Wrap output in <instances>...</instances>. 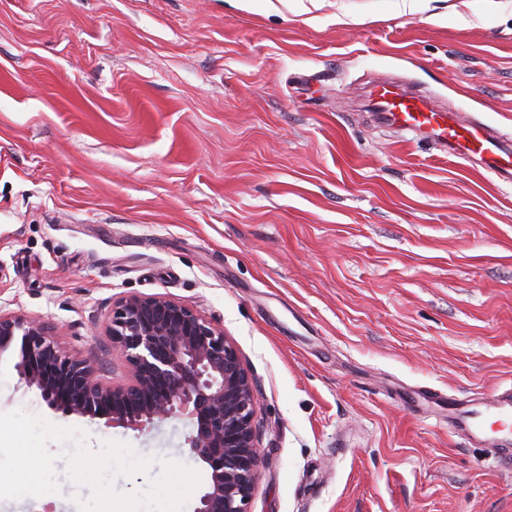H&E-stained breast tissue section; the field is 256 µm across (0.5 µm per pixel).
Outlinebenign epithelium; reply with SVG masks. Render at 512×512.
<instances>
[{
  "label": "benign epithelium",
  "mask_w": 512,
  "mask_h": 512,
  "mask_svg": "<svg viewBox=\"0 0 512 512\" xmlns=\"http://www.w3.org/2000/svg\"><path fill=\"white\" fill-rule=\"evenodd\" d=\"M125 367L106 380L94 362L64 350L50 322L0 311V356L19 349V382L65 417L99 416L143 431L164 420L191 421V452L208 470L192 512H250L262 453L250 373L224 328L164 294L112 304L103 326Z\"/></svg>",
  "instance_id": "7a95c632"
}]
</instances>
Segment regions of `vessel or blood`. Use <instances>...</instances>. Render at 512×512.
<instances>
[{
    "label": "vessel or blood",
    "instance_id": "b4317fda",
    "mask_svg": "<svg viewBox=\"0 0 512 512\" xmlns=\"http://www.w3.org/2000/svg\"><path fill=\"white\" fill-rule=\"evenodd\" d=\"M364 106L375 124L428 141L447 155L476 162L497 180L512 184V137L438 105L435 97L397 82L370 84ZM448 427L468 441L479 442L492 430L502 439L493 454L512 459V388L489 400L448 399Z\"/></svg>",
    "mask_w": 512,
    "mask_h": 512
}]
</instances>
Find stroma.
Instances as JSON below:
<instances>
[{
	"mask_svg": "<svg viewBox=\"0 0 512 512\" xmlns=\"http://www.w3.org/2000/svg\"><path fill=\"white\" fill-rule=\"evenodd\" d=\"M512 135V0H0V310L121 373L113 302L165 294L252 378L250 512H512V461L412 393L512 386V186L377 128L374 79ZM0 356V413L207 469L191 425L65 417ZM74 442H48L80 512Z\"/></svg>",
	"mask_w": 512,
	"mask_h": 512,
	"instance_id": "stroma-1",
	"label": "stroma"
}]
</instances>
